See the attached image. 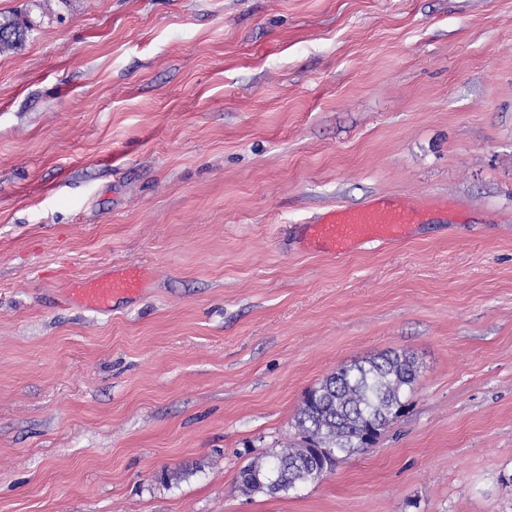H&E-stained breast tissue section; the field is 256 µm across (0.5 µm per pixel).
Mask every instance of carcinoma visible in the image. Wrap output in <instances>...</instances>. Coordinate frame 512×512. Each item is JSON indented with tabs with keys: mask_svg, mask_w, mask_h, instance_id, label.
<instances>
[{
	"mask_svg": "<svg viewBox=\"0 0 512 512\" xmlns=\"http://www.w3.org/2000/svg\"><path fill=\"white\" fill-rule=\"evenodd\" d=\"M31 12L0 18V52L14 51L35 28ZM415 366L407 356L380 354L340 367L310 390L295 420L299 439L293 446L272 451L268 460L251 463L240 472V485L251 491H266V477L284 472L304 485L318 470H332L337 455L365 450L361 440L373 431L372 441L405 408L413 389Z\"/></svg>",
	"mask_w": 512,
	"mask_h": 512,
	"instance_id": "1",
	"label": "carcinoma"
}]
</instances>
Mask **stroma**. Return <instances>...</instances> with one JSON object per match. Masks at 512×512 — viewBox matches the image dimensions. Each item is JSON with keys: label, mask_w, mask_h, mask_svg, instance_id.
<instances>
[{"label": "stroma", "mask_w": 512, "mask_h": 512, "mask_svg": "<svg viewBox=\"0 0 512 512\" xmlns=\"http://www.w3.org/2000/svg\"><path fill=\"white\" fill-rule=\"evenodd\" d=\"M0 55V512H512V0H71ZM416 204L336 258L328 208ZM141 269L109 311L77 282ZM376 443L240 470L341 365ZM415 374L409 357L387 353L340 367L306 395L295 417L297 442L270 452L267 461L245 466L240 472L241 487L286 494L293 490L288 484L276 482L272 492L266 477L276 478L284 472L296 484H308L312 473L323 469L330 472L338 454L351 455L369 448L360 441L368 430L373 431L370 446L374 445L405 408ZM322 477V472L314 473L311 481Z\"/></svg>", "instance_id": "1"}]
</instances>
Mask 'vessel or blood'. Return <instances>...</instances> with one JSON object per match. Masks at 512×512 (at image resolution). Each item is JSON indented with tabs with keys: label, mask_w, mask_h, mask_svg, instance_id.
<instances>
[{
	"label": "vessel or blood",
	"mask_w": 512,
	"mask_h": 512,
	"mask_svg": "<svg viewBox=\"0 0 512 512\" xmlns=\"http://www.w3.org/2000/svg\"><path fill=\"white\" fill-rule=\"evenodd\" d=\"M421 217L419 208L404 202L392 208L339 206L318 217L308 231L311 240L342 254L364 242L404 239ZM142 283L140 271L131 268L80 282L75 296L83 306L105 311L115 297L138 294Z\"/></svg>",
	"instance_id": "obj_1"
}]
</instances>
